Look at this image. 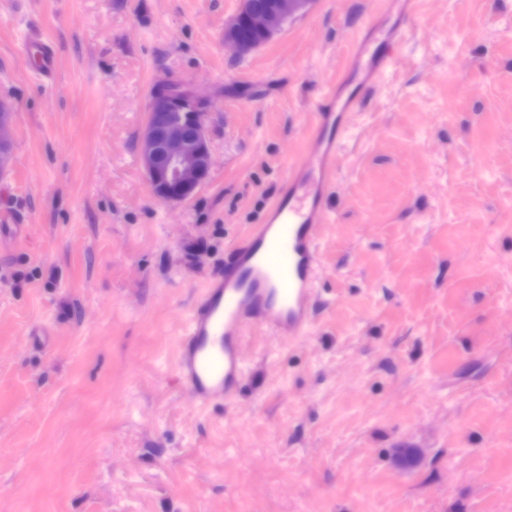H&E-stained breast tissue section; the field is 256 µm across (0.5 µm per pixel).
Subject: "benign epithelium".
Instances as JSON below:
<instances>
[{
  "mask_svg": "<svg viewBox=\"0 0 512 512\" xmlns=\"http://www.w3.org/2000/svg\"><path fill=\"white\" fill-rule=\"evenodd\" d=\"M310 0H272L268 4L242 6L224 23V40L236 54L244 55L259 47L246 37L249 28L270 40L289 17L305 10ZM183 96L164 89L150 97L148 115L140 139V160L150 190L164 203H182L191 198L208 179L211 145L207 134L204 104L183 84ZM15 108L0 100V172L11 160Z\"/></svg>",
  "mask_w": 512,
  "mask_h": 512,
  "instance_id": "benign-epithelium-1",
  "label": "benign epithelium"
}]
</instances>
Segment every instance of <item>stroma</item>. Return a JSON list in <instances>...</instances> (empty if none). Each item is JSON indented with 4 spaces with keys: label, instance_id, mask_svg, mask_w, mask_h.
I'll use <instances>...</instances> for the list:
<instances>
[{
    "label": "stroma",
    "instance_id": "stroma-1",
    "mask_svg": "<svg viewBox=\"0 0 512 512\" xmlns=\"http://www.w3.org/2000/svg\"><path fill=\"white\" fill-rule=\"evenodd\" d=\"M239 0H0V512H512V0H411L342 138L307 335L247 336L197 405L188 313L300 161L382 0H312L239 56ZM43 28L57 67L35 79ZM173 77L214 165L151 193L139 139ZM14 118L13 104L0 100V172L6 171L10 164Z\"/></svg>",
    "mask_w": 512,
    "mask_h": 512
}]
</instances>
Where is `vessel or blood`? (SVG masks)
Segmentation results:
<instances>
[{
    "label": "vessel or blood",
    "instance_id": "vessel-or-blood-1",
    "mask_svg": "<svg viewBox=\"0 0 512 512\" xmlns=\"http://www.w3.org/2000/svg\"><path fill=\"white\" fill-rule=\"evenodd\" d=\"M391 34L369 23L335 86L317 105L303 164L292 169L264 223L252 225L227 252L188 314L179 371L200 405L232 395L245 373L244 339L263 329L304 335L318 277V240L329 178L346 119L358 100L351 83L370 89L393 62Z\"/></svg>",
    "mask_w": 512,
    "mask_h": 512
}]
</instances>
